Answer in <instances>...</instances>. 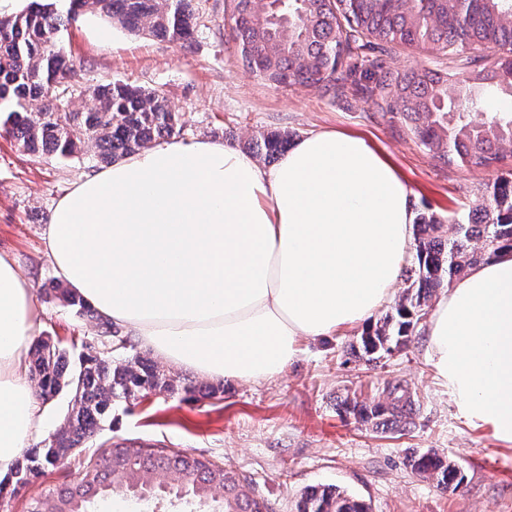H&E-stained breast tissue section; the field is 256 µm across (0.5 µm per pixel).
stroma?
Instances as JSON below:
<instances>
[{
    "label": "stroma",
    "instance_id": "35a3bbf8",
    "mask_svg": "<svg viewBox=\"0 0 512 512\" xmlns=\"http://www.w3.org/2000/svg\"><path fill=\"white\" fill-rule=\"evenodd\" d=\"M197 26L191 43L120 30L104 43L86 18L68 25L62 40L76 62L79 87L123 80L162 90L181 115L179 139H209L248 151L270 135L297 139L320 130L362 137L394 167L417 214L448 219L473 207L499 177L512 178V157L491 168L460 167L439 159L405 125L378 108L353 78L333 95L301 84L276 85L250 72L229 36L230 0H193ZM385 70L444 69L439 50L390 45L381 54ZM84 159H48L24 152L0 136V251L14 257L35 287L55 273L44 257L42 230L54 202L89 173ZM43 313L36 337L90 336L94 326L73 316L60 301L40 295ZM363 331L353 325L303 342L293 362L275 380H217L216 395L158 393L113 402L98 433L63 467L51 468L28 485L7 483L0 491L7 512H30L74 481L104 444L161 445L202 456L236 470L259 490L267 512H295L309 487L333 484L366 501L370 512H512V446L490 427L469 420L431 368L425 355V325H418L400 352L369 362L351 349ZM400 379L416 392L420 410L404 431L382 432L339 411L348 397L366 402L384 383ZM432 450L465 475L449 493L414 473L412 453ZM98 512H205L188 499L159 497L142 503L117 495Z\"/></svg>",
    "mask_w": 512,
    "mask_h": 512
}]
</instances>
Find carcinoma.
Returning a JSON list of instances; mask_svg holds the SVG:
<instances>
[{
    "mask_svg": "<svg viewBox=\"0 0 512 512\" xmlns=\"http://www.w3.org/2000/svg\"><path fill=\"white\" fill-rule=\"evenodd\" d=\"M231 16L230 37L248 53L247 68L281 85L308 84L327 90L344 68L374 83L378 106L393 114L421 145L459 166L488 168L512 149V113L470 119L467 109L499 92L512 93V0H283L262 18L251 0ZM97 12L135 34L190 43L195 16L191 0H70L62 16L45 0H31L22 13L0 18V129L25 151L60 159L95 149L111 163L180 132L179 117L163 92L123 81L92 89V108H75L73 59L61 43L67 24ZM400 43L448 50L459 64L453 72L422 68L383 70L372 51ZM287 140L270 136L253 143L273 156ZM512 251V180L493 183L483 202L448 225L435 217L415 224L412 260L403 271L405 288L384 317L363 329L354 352L374 361L407 346L427 314L437 289L451 285L472 266ZM53 291L78 318L94 321L95 333L81 341L69 368L68 352L48 340L32 350L35 397L46 403L63 388L72 392L63 425L48 443L25 457L13 473L28 484L92 438L112 402L152 391L174 393L177 379L134 351L131 338L57 282ZM417 400L400 382L389 383L366 404L347 398L343 412L357 421L390 430L411 424ZM416 474L454 493L464 475L433 451L409 459ZM221 487L214 512H264L265 501L248 490L231 468L206 458L150 446L116 447L83 469L51 502L32 512H95L114 491L156 494L185 492L201 501ZM296 512H367L365 502L337 486L304 491Z\"/></svg>",
    "mask_w": 512,
    "mask_h": 512,
    "instance_id": "cac0c4a2",
    "label": "carcinoma"
}]
</instances>
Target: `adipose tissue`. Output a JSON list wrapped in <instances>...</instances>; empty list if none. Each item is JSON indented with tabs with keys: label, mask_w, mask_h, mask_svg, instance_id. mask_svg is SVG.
Here are the masks:
<instances>
[{
	"label": "adipose tissue",
	"mask_w": 512,
	"mask_h": 512,
	"mask_svg": "<svg viewBox=\"0 0 512 512\" xmlns=\"http://www.w3.org/2000/svg\"><path fill=\"white\" fill-rule=\"evenodd\" d=\"M415 212L365 140L310 133L272 166L209 140L167 141L79 180L44 230L57 275L170 367L268 381L304 341L366 323L395 296ZM40 307L0 254V479L47 411L28 378ZM426 355L460 411L512 443V255L442 295Z\"/></svg>",
	"instance_id": "1"
}]
</instances>
